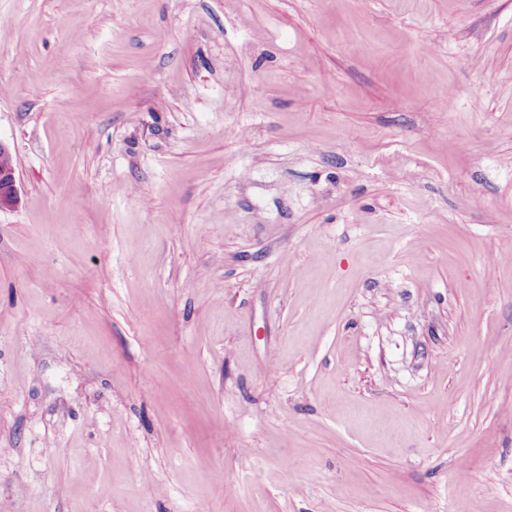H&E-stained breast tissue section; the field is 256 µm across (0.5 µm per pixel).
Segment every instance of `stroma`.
I'll return each mask as SVG.
<instances>
[{"instance_id":"stroma-1","label":"stroma","mask_w":512,"mask_h":512,"mask_svg":"<svg viewBox=\"0 0 512 512\" xmlns=\"http://www.w3.org/2000/svg\"><path fill=\"white\" fill-rule=\"evenodd\" d=\"M0 141L7 512H512V0H0ZM5 158L9 161L6 166H2L1 160ZM18 202L19 190L13 156L9 147L0 141V211L14 208Z\"/></svg>"}]
</instances>
